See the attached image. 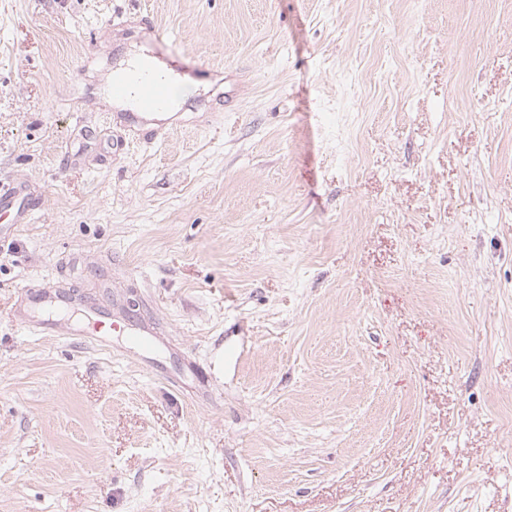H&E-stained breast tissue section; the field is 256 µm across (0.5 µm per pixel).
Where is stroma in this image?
Masks as SVG:
<instances>
[{
	"instance_id": "1",
	"label": "stroma",
	"mask_w": 512,
	"mask_h": 512,
	"mask_svg": "<svg viewBox=\"0 0 512 512\" xmlns=\"http://www.w3.org/2000/svg\"><path fill=\"white\" fill-rule=\"evenodd\" d=\"M132 50L205 66L149 141ZM11 180L0 512H512V0H0ZM26 186L0 184V221L5 224H22L28 215ZM51 287H28L19 293L15 316L25 326L41 336H91L95 345L110 348L107 334L112 331L111 316H105L95 310L91 326L79 329H65L50 316L53 311L66 308L67 303L61 297L50 293ZM126 336L135 345L144 351H151L158 340V332L149 324H140L139 321H130L125 323Z\"/></svg>"
}]
</instances>
